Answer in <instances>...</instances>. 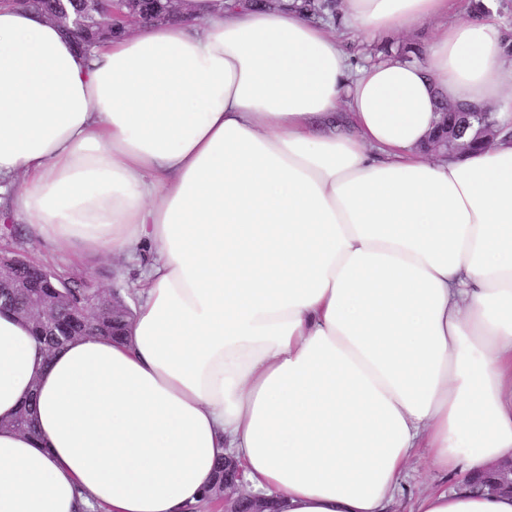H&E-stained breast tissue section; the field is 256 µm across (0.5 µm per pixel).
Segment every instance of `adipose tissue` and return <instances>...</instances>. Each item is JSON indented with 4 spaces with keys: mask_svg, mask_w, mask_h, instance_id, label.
<instances>
[{
    "mask_svg": "<svg viewBox=\"0 0 512 512\" xmlns=\"http://www.w3.org/2000/svg\"><path fill=\"white\" fill-rule=\"evenodd\" d=\"M464 9L194 0L84 50L0 7V216L143 261L125 341L0 313V512H186L226 456L276 512H387L421 450L454 485L411 512H512L471 486L512 459V63ZM425 22L415 61L349 51ZM444 100L494 145L424 153ZM295 2L296 8L316 21L326 20L325 17L333 14L336 7L335 1L333 0H297ZM31 330L32 335L37 340V342L48 352L51 353L54 350L60 348V346L64 343H70L74 340H77L82 336H60V335H53L48 336L44 333V330L34 322H26Z\"/></svg>",
    "mask_w": 512,
    "mask_h": 512,
    "instance_id": "ef3b65f1",
    "label": "adipose tissue"
}]
</instances>
